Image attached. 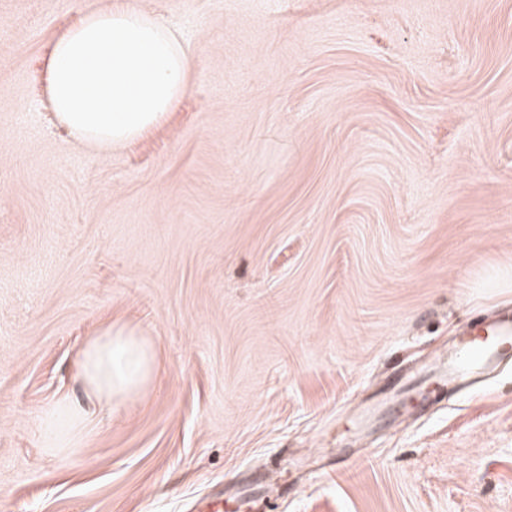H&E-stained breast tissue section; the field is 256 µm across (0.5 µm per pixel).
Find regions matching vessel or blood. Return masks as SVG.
I'll return each mask as SVG.
<instances>
[{
	"label": "vessel or blood",
	"mask_w": 512,
	"mask_h": 512,
	"mask_svg": "<svg viewBox=\"0 0 512 512\" xmlns=\"http://www.w3.org/2000/svg\"><path fill=\"white\" fill-rule=\"evenodd\" d=\"M512 362V317L503 316L479 334H465L431 365L437 395H451L480 376Z\"/></svg>",
	"instance_id": "vessel-or-blood-1"
}]
</instances>
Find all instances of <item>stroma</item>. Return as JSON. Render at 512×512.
Returning a JSON list of instances; mask_svg holds the SVG:
<instances>
[{"label": "stroma", "instance_id": "35a3bbf8", "mask_svg": "<svg viewBox=\"0 0 512 512\" xmlns=\"http://www.w3.org/2000/svg\"><path fill=\"white\" fill-rule=\"evenodd\" d=\"M107 2L0 0V512H512V364L412 404L512 309V0H135L188 88L96 152L47 61ZM112 323L154 370L107 415ZM133 329L110 324L81 351L80 377L88 392L112 412V398H122L147 380L152 364L149 349Z\"/></svg>", "mask_w": 512, "mask_h": 512}]
</instances>
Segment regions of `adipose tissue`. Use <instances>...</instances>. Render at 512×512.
I'll return each instance as SVG.
<instances>
[{
    "label": "adipose tissue",
    "instance_id": "adipose-tissue-1",
    "mask_svg": "<svg viewBox=\"0 0 512 512\" xmlns=\"http://www.w3.org/2000/svg\"><path fill=\"white\" fill-rule=\"evenodd\" d=\"M192 58L181 34L132 0L88 10L54 42L49 101L77 142L124 147L165 122L188 87ZM149 349L110 325L81 351L80 377L104 405L135 391L151 372Z\"/></svg>",
    "mask_w": 512,
    "mask_h": 512
}]
</instances>
